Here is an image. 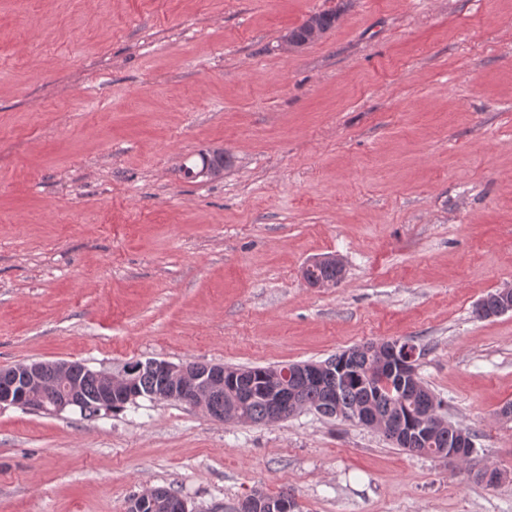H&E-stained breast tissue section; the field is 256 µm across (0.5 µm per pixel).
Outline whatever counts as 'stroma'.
<instances>
[{
    "label": "stroma",
    "instance_id": "35a3bbf8",
    "mask_svg": "<svg viewBox=\"0 0 512 512\" xmlns=\"http://www.w3.org/2000/svg\"><path fill=\"white\" fill-rule=\"evenodd\" d=\"M341 8L283 52L289 29ZM223 148L222 177L185 178ZM343 279L308 287L312 257ZM512 0H0V368L253 367L401 340L466 463L304 410L0 409V512H512ZM500 470L494 486L477 481ZM499 293V303H497V290L488 294L482 300H484L487 304H484L483 301H478L475 305L476 310L485 318L491 319L496 318L501 315H504L508 312H512V284L507 285L503 288L498 289ZM475 310L476 315L483 319Z\"/></svg>",
    "mask_w": 512,
    "mask_h": 512
}]
</instances>
